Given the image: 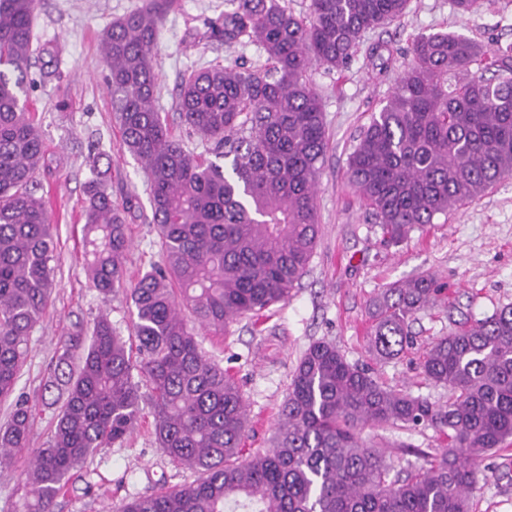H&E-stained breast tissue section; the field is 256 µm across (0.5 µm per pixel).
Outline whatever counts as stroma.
Returning a JSON list of instances; mask_svg holds the SVG:
<instances>
[{
	"label": "stroma",
	"instance_id": "obj_1",
	"mask_svg": "<svg viewBox=\"0 0 512 512\" xmlns=\"http://www.w3.org/2000/svg\"><path fill=\"white\" fill-rule=\"evenodd\" d=\"M140 2L39 0L36 10L38 42L64 47L62 56L47 64V77L27 93L44 151L53 161L39 180L56 227L58 258L51 303L31 333L27 363L15 389L28 399L33 424L26 448L16 453L10 469L0 471V512H15L21 477L60 411L55 394L45 392L43 384L63 337L79 326L91 329L103 313L120 335L131 332L134 308L127 293L102 297L89 287L82 268L83 189L91 176V147L102 154L109 191L132 201L128 279L136 280L162 260L157 233L143 217L149 208L146 175L122 142L100 46L104 29ZM229 9L228 0H177L164 19L154 57L160 110L174 138L198 154L205 153V143L178 116L182 80L192 70L233 60L248 67L266 64L255 46L206 37L207 23L222 21ZM436 32L460 34L488 47L512 44V0H486L480 11L465 16L452 0H410L400 21L363 35L344 68L316 66L310 72L323 104L328 146L318 177L321 233L308 271L287 303L233 324L224 335L199 337L207 356L230 369L242 385L252 426L246 454L269 448L291 375L312 342L335 344L348 360L371 365L390 387L444 403L447 389L426 381L419 369L426 348L456 325L512 304V178L500 180L449 216L416 227L397 247L384 242L379 225L348 183V156L372 113L384 105L411 55L414 37ZM378 44L389 51L387 65L368 58ZM426 273L444 283L446 291L413 323L415 347L387 362L373 360L367 350L372 300L390 284ZM153 430L152 414L143 411L123 443L99 449L73 472L69 491L56 498L53 512H118L129 498L193 482L194 472L177 468L157 447ZM364 435L385 449L400 473L420 465V452L436 454L445 446L434 429L421 426L368 427ZM482 468L485 478L472 496V512H512V445L487 458Z\"/></svg>",
	"mask_w": 512,
	"mask_h": 512
}]
</instances>
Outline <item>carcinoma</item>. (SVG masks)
Returning <instances> with one entry per match:
<instances>
[{
    "mask_svg": "<svg viewBox=\"0 0 512 512\" xmlns=\"http://www.w3.org/2000/svg\"><path fill=\"white\" fill-rule=\"evenodd\" d=\"M210 37L254 44L270 66L237 62L191 73L179 118L229 160L198 158L174 140L155 104L153 65L175 0H142L102 38L107 84L127 150L150 184L162 263L130 288L129 339L106 314L64 340L44 391L65 399L45 446L22 478L16 512H49L71 473L100 448L123 442L148 401L158 447L198 473L125 503L122 512H471L481 463L512 439V305L433 341L425 379L448 389L438 404L383 383L336 345L312 343L296 366L271 448L242 455L247 405L237 379L201 349L199 331L222 335L286 302L318 234L317 177L327 148L315 65L339 69L369 30L399 20L409 0H311L305 22L280 0H229ZM37 0H0V400L15 393L54 282L57 244L35 194L48 162L27 86ZM491 77H463L473 65ZM83 270L107 298L125 282L131 200L112 199L88 156ZM350 184L384 238L399 244L512 177V46L484 48L462 35L415 38L380 111L348 157ZM441 294L430 274L394 283L372 303L368 350L378 361L412 343L411 325ZM188 309V321L182 309ZM139 379H134V376ZM146 386L149 393L141 392ZM32 418L17 398L0 427V470L26 447ZM431 427L448 446L405 477L390 478L367 426Z\"/></svg>",
    "mask_w": 512,
    "mask_h": 512,
    "instance_id": "obj_1",
    "label": "carcinoma"
}]
</instances>
